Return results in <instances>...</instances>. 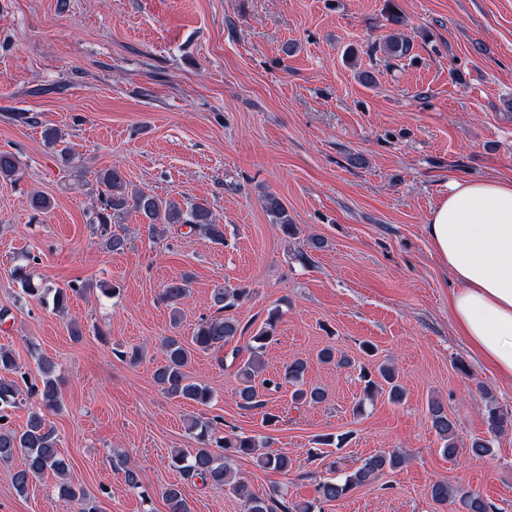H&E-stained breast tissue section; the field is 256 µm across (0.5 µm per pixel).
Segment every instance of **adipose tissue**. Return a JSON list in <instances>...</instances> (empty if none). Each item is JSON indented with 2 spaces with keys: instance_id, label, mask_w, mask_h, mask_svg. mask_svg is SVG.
I'll return each instance as SVG.
<instances>
[{
  "instance_id": "ef3b65f1",
  "label": "adipose tissue",
  "mask_w": 512,
  "mask_h": 512,
  "mask_svg": "<svg viewBox=\"0 0 512 512\" xmlns=\"http://www.w3.org/2000/svg\"><path fill=\"white\" fill-rule=\"evenodd\" d=\"M425 230L456 284V332L501 379L512 381V179L449 183Z\"/></svg>"
}]
</instances>
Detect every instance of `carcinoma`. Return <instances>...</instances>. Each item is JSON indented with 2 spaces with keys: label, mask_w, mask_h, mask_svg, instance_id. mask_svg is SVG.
I'll return each instance as SVG.
<instances>
[{
  "label": "carcinoma",
  "mask_w": 512,
  "mask_h": 512,
  "mask_svg": "<svg viewBox=\"0 0 512 512\" xmlns=\"http://www.w3.org/2000/svg\"><path fill=\"white\" fill-rule=\"evenodd\" d=\"M384 47L391 55L403 57L410 51L411 44L406 37L394 33L386 37ZM19 171L16 155L0 151V179L12 182L17 179ZM96 182L99 205L93 212V223L103 244L112 252L123 250L126 243L123 236L112 231V221L129 214L138 216L150 233L155 232L160 224H182L204 234L216 244L224 243V225L216 223L209 206L201 201L185 196L178 199L173 195L163 198L143 190L128 193L124 190V176L115 168L99 172ZM265 208L284 235L295 232L288 212L276 197H267ZM11 277L21 285L26 295L51 296L52 309L58 312L66 310L71 296L82 292V289L72 285L41 291L34 286L27 263L16 266ZM189 286V277L174 278L164 285L159 294L160 302L170 308L171 320L175 325L180 321V305L189 296ZM248 294L246 288L216 289L212 298L216 310L198 321L189 340L178 336L163 339L164 364L155 370L154 379L168 397L202 406L211 404L214 399L211 387L202 380L190 379L186 374L190 350L211 352L216 355L218 365H224V358L220 357L224 347L248 330L228 311L237 307ZM280 317V309L269 311L264 326L249 337V356L239 363L237 369L239 404L245 410H262V424L265 427L277 425L280 416L265 410L264 397L269 392L279 391L286 383L294 387L291 399L297 405L316 404L325 399L324 391L305 383L308 362L303 358L289 361L282 373L271 375L263 379L261 385H256L254 377L264 367L263 354L274 341V331ZM37 361L40 377L36 379L18 367L11 351L0 347V462L7 463L18 454L24 457L23 468L12 476L18 494L27 493L33 478L52 473L59 478L56 484L59 499L76 506L77 512H97L83 487L68 479L69 461L59 452L54 430L46 425L44 412L60 408V394L57 381L51 377L50 361L40 355ZM360 380L364 383L363 400L356 404V414L363 412L364 401L373 399L380 392L386 393L393 404L401 403L404 398V389L394 369L387 364L361 365ZM26 404L37 406V410L31 412L26 427L18 431L11 427V415L15 409ZM429 419L443 443V454L450 459L455 457L459 448L454 420L448 416L444 406L435 401L429 405ZM487 422L490 432L496 435L512 427V416L490 407L487 409ZM189 430L196 434L200 447L189 454L176 452L171 458V465L186 480L193 482L198 479L205 487L219 488L239 498L245 512H315L317 504L336 501L357 487L374 483L386 472L402 468L406 463V456L399 451L376 453L342 477L318 483L314 500L290 502L287 488L277 487L260 496L250 491L247 483L234 470L235 459L247 456L256 459L258 465L265 469L280 473L290 471L292 460L288 454L261 451L266 445L265 437L226 436L219 416L206 422L193 420L189 423ZM218 448L223 449L224 453H217ZM162 495L169 505V512H190L179 488L167 487ZM430 497L437 503L454 506L456 512H502L492 500L479 493L463 486H450L446 482L433 483Z\"/></svg>",
  "instance_id": "obj_1"
}]
</instances>
